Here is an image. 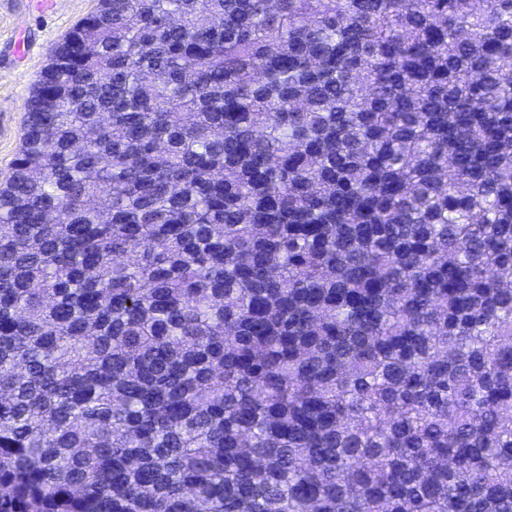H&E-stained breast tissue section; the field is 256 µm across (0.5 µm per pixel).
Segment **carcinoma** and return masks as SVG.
Listing matches in <instances>:
<instances>
[{"label": "carcinoma", "mask_w": 512, "mask_h": 512, "mask_svg": "<svg viewBox=\"0 0 512 512\" xmlns=\"http://www.w3.org/2000/svg\"><path fill=\"white\" fill-rule=\"evenodd\" d=\"M0 512H512V0H100L0 183Z\"/></svg>", "instance_id": "obj_1"}]
</instances>
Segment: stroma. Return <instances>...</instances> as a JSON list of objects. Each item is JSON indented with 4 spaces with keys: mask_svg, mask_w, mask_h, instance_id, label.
I'll return each instance as SVG.
<instances>
[{
    "mask_svg": "<svg viewBox=\"0 0 512 512\" xmlns=\"http://www.w3.org/2000/svg\"><path fill=\"white\" fill-rule=\"evenodd\" d=\"M99 0H57L52 12L33 10L30 0H0V182L22 147L27 101L57 45L94 12ZM25 54H18L17 43Z\"/></svg>",
    "mask_w": 512,
    "mask_h": 512,
    "instance_id": "1",
    "label": "stroma"
}]
</instances>
